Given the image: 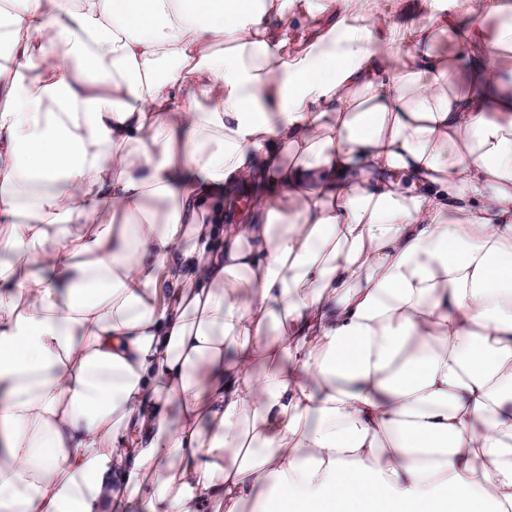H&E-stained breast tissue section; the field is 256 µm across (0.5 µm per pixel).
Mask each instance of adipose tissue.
Wrapping results in <instances>:
<instances>
[{"mask_svg":"<svg viewBox=\"0 0 512 512\" xmlns=\"http://www.w3.org/2000/svg\"><path fill=\"white\" fill-rule=\"evenodd\" d=\"M433 5L0 9V512H512V0Z\"/></svg>","mask_w":512,"mask_h":512,"instance_id":"1","label":"adipose tissue"}]
</instances>
